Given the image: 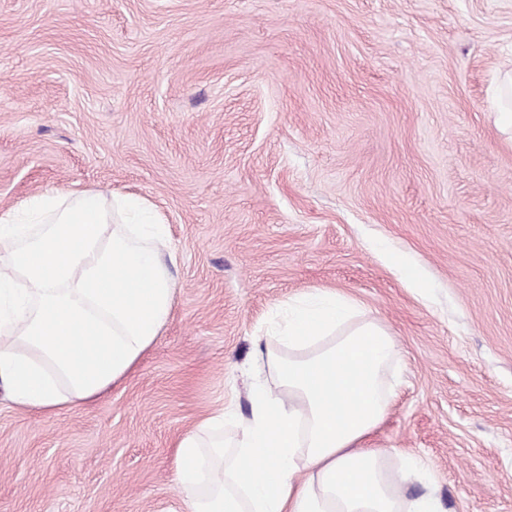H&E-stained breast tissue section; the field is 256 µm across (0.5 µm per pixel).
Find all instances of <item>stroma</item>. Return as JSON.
Listing matches in <instances>:
<instances>
[{"instance_id": "obj_1", "label": "stroma", "mask_w": 512, "mask_h": 512, "mask_svg": "<svg viewBox=\"0 0 512 512\" xmlns=\"http://www.w3.org/2000/svg\"><path fill=\"white\" fill-rule=\"evenodd\" d=\"M508 72L512 0H0V207L144 197L177 257L112 389L0 400V512H181L180 437L248 418L257 338L314 289L399 345L363 447L421 459L443 512H512Z\"/></svg>"}]
</instances>
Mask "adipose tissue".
Returning a JSON list of instances; mask_svg holds the SVG:
<instances>
[{"label": "adipose tissue", "instance_id": "ef3b65f1", "mask_svg": "<svg viewBox=\"0 0 512 512\" xmlns=\"http://www.w3.org/2000/svg\"><path fill=\"white\" fill-rule=\"evenodd\" d=\"M142 197L47 189L0 208V395L53 415L119 382L171 313L175 256ZM260 361L234 455L211 438L223 415L178 443L185 512H441L404 500L422 463L362 440L385 419L395 336L354 299L311 291L289 302Z\"/></svg>", "mask_w": 512, "mask_h": 512}]
</instances>
